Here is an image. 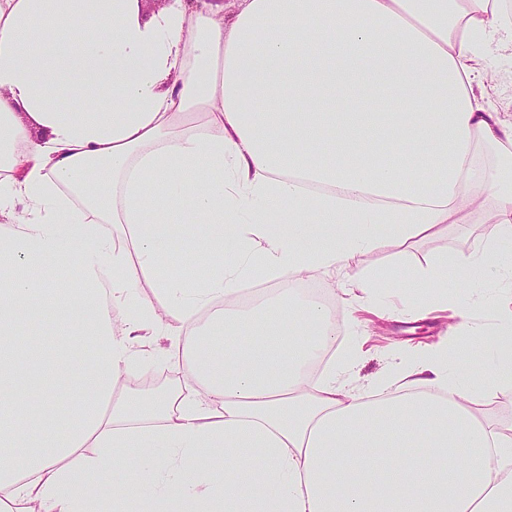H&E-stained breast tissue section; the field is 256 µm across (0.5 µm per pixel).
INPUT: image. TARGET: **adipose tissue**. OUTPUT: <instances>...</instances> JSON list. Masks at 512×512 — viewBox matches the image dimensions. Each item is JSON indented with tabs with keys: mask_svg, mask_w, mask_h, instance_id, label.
<instances>
[{
	"mask_svg": "<svg viewBox=\"0 0 512 512\" xmlns=\"http://www.w3.org/2000/svg\"><path fill=\"white\" fill-rule=\"evenodd\" d=\"M491 54L512 58L502 0H0V512H512V425L475 410L512 390ZM478 183L483 248L401 275L412 313L447 303L445 270L496 284L492 331L455 308L456 355L363 387L334 310L278 295L288 339L228 311L238 344L184 348L160 406L118 391L145 338L195 337L256 273L383 294L360 257L457 223ZM176 215L189 277L169 271ZM50 258L63 276L39 278Z\"/></svg>",
	"mask_w": 512,
	"mask_h": 512,
	"instance_id": "1",
	"label": "adipose tissue"
}]
</instances>
